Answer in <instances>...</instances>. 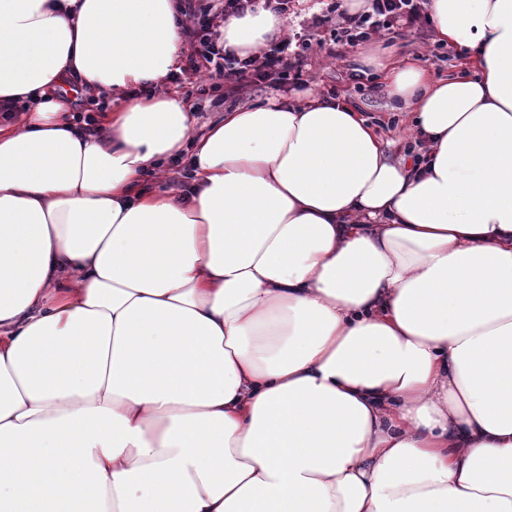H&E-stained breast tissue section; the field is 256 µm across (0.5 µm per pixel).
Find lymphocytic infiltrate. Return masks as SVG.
I'll use <instances>...</instances> for the list:
<instances>
[{
	"instance_id": "1",
	"label": "lymphocytic infiltrate",
	"mask_w": 512,
	"mask_h": 512,
	"mask_svg": "<svg viewBox=\"0 0 512 512\" xmlns=\"http://www.w3.org/2000/svg\"><path fill=\"white\" fill-rule=\"evenodd\" d=\"M289 0H180L185 15L186 50L170 81L182 76L208 82L217 100L240 103L253 90L268 84L279 88L302 85L321 44L320 34L331 29L337 42L356 46L383 32L406 35L427 21L425 0H368V10L351 13L322 10L303 20L299 31L268 38L256 52L241 57L224 45L222 28L231 16H242L263 6L274 16L288 12Z\"/></svg>"
}]
</instances>
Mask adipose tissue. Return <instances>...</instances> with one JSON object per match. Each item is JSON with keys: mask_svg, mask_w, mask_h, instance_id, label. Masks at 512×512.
<instances>
[{"mask_svg": "<svg viewBox=\"0 0 512 512\" xmlns=\"http://www.w3.org/2000/svg\"><path fill=\"white\" fill-rule=\"evenodd\" d=\"M427 13L394 162L316 93L192 139L174 0H0V512H512V0Z\"/></svg>", "mask_w": 512, "mask_h": 512, "instance_id": "obj_1", "label": "adipose tissue"}]
</instances>
